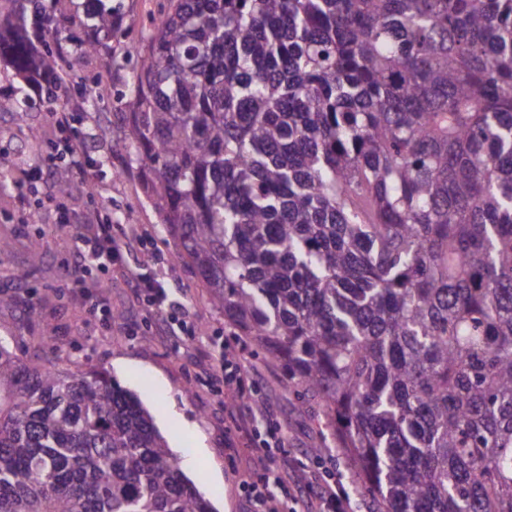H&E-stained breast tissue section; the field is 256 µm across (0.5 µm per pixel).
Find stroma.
Listing matches in <instances>:
<instances>
[{
	"label": "stroma",
	"mask_w": 512,
	"mask_h": 512,
	"mask_svg": "<svg viewBox=\"0 0 512 512\" xmlns=\"http://www.w3.org/2000/svg\"><path fill=\"white\" fill-rule=\"evenodd\" d=\"M112 4L118 9L117 23L104 41L114 57L111 71L101 70L97 56L78 52L79 40L86 37L81 28H66L58 37L80 136L89 157L100 162L97 192H87L75 181L62 191L27 183L25 170L48 158L57 136L55 107L36 94L27 115L19 116L22 82L0 58V169L8 174L0 187V294L12 298L11 305L0 306V340L27 361L72 371H110L139 395L172 451L180 455L183 472L217 512H253L239 488L240 476L249 467L245 439L230 431L224 385L212 374L213 355L234 330L223 312L209 304L207 290L192 269L176 260L179 242L160 224L143 172L130 162L125 147L126 113L119 98L129 89L137 59L124 50L147 33L148 18L160 12L162 0ZM89 94L97 99L96 108L87 106ZM32 125L40 129V139H30ZM21 195L31 204L27 221L19 212ZM60 201L71 215L65 228L56 222ZM90 217L134 225L149 239L148 251H133L128 261L170 289H187L192 316L185 333L171 335L162 319L145 318L133 284L117 270L106 310L91 311L85 289L73 285L77 274L71 265L75 238L86 230ZM37 247L42 258L36 262L32 253ZM247 353V363L261 371V390L275 409L289 454L317 451L324 473L347 469L342 456L324 447L322 408L289 387L285 374L255 348Z\"/></svg>",
	"instance_id": "stroma-1"
}]
</instances>
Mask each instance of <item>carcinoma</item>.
<instances>
[{
  "label": "carcinoma",
  "instance_id": "1",
  "mask_svg": "<svg viewBox=\"0 0 512 512\" xmlns=\"http://www.w3.org/2000/svg\"><path fill=\"white\" fill-rule=\"evenodd\" d=\"M16 74L59 23L0 0ZM114 26L111 0L67 20ZM125 139L209 303L380 512H512V0H167ZM0 512H213L104 369L0 343Z\"/></svg>",
  "mask_w": 512,
  "mask_h": 512
}]
</instances>
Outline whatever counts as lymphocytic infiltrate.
<instances>
[{
  "mask_svg": "<svg viewBox=\"0 0 512 512\" xmlns=\"http://www.w3.org/2000/svg\"><path fill=\"white\" fill-rule=\"evenodd\" d=\"M72 113L57 112L55 124L61 132L54 143L58 161H64L67 173L77 175L85 184L92 185L97 176L86 159V151L78 143L71 126ZM138 233L106 222L96 224L90 233L79 234L73 254L75 271L84 272L95 267L101 270L117 268L139 288L138 300L147 317L163 316L168 320L187 319L184 303L176 293L159 282L143 278L138 267L130 265L126 257L132 239ZM214 375L224 383V397L228 401L252 393L253 398L244 416L232 417L233 430L248 436V451L253 460L252 472L239 487L246 493L253 512H290L292 504L306 501L308 512H357L355 498L347 486L355 476L340 472L327 478L302 460L288 456L284 451V436L275 420L274 410L260 392V371L237 359L232 351L221 353Z\"/></svg>",
  "mask_w": 512,
  "mask_h": 512,
  "instance_id": "obj_1",
  "label": "lymphocytic infiltrate"
}]
</instances>
